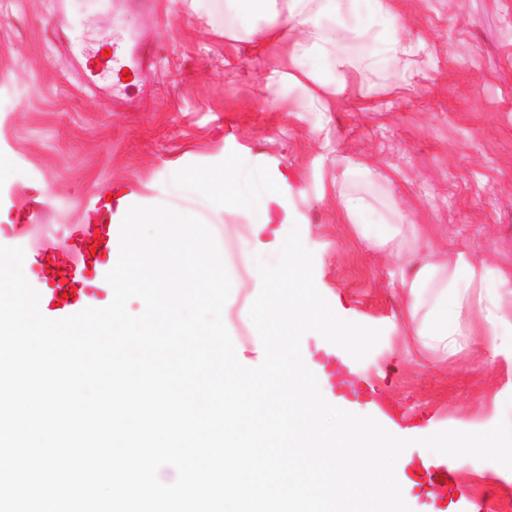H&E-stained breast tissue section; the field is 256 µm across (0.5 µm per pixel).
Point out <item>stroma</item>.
I'll list each match as a JSON object with an SVG mask.
<instances>
[{
    "instance_id": "obj_1",
    "label": "stroma",
    "mask_w": 512,
    "mask_h": 512,
    "mask_svg": "<svg viewBox=\"0 0 512 512\" xmlns=\"http://www.w3.org/2000/svg\"><path fill=\"white\" fill-rule=\"evenodd\" d=\"M415 63L411 86L396 69L339 97L333 111H302L304 88L265 86L253 59L268 63L283 45L263 29L240 42L215 32L191 0L147 13L140 0H0V155L11 178L0 188V230L25 225L34 239L66 242L92 221L90 202L109 191L139 206L168 198L173 174L213 165L230 153L284 175L314 280L334 312L381 329L378 345L352 375L390 405L427 418L433 431L477 428L512 405L492 396L512 380L487 366L484 339L457 355L432 357L407 331L394 281L403 265L367 250L336 211L331 178L339 162L365 161L381 173L367 186L396 198L435 244L453 242L477 258L512 266V0H401ZM90 45L153 39L156 64L107 106L83 83L67 49L74 19ZM217 241L231 279L223 322L240 354L256 359L260 338L243 307L255 291L253 229L239 214L192 203ZM470 498L512 512V470L485 462L456 471Z\"/></svg>"
}]
</instances>
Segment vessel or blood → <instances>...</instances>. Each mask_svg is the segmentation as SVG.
<instances>
[{"label":"vessel or blood","mask_w":512,"mask_h":512,"mask_svg":"<svg viewBox=\"0 0 512 512\" xmlns=\"http://www.w3.org/2000/svg\"><path fill=\"white\" fill-rule=\"evenodd\" d=\"M69 49L79 57L86 83L110 100L122 93L117 75L127 67L140 72L150 69L155 55L153 45L146 41L138 42L133 55L124 46L116 45L104 57L89 52L78 40L71 41ZM92 212L96 223L79 225L72 232L65 252L60 254L53 252L49 241L33 248L22 234L0 236V245L23 248L24 276L39 293V308L47 318L68 317L88 307L102 308L113 299L114 292L106 284V275L118 261L120 227L113 224L111 210L96 205ZM321 379L329 401L359 404L380 424L399 430L410 428L411 418L386 405L376 390L349 381L343 369L324 372ZM404 477L421 486L443 489L454 502L465 497L454 482L453 465L445 460L432 462L418 458Z\"/></svg>","instance_id":"1"}]
</instances>
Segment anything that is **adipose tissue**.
Returning a JSON list of instances; mask_svg holds the SVG:
<instances>
[{
    "instance_id": "1",
    "label": "adipose tissue",
    "mask_w": 512,
    "mask_h": 512,
    "mask_svg": "<svg viewBox=\"0 0 512 512\" xmlns=\"http://www.w3.org/2000/svg\"><path fill=\"white\" fill-rule=\"evenodd\" d=\"M214 27L239 40L257 20L267 22L270 39L284 42L285 58L270 67L267 84L296 85L307 91V107L331 111L337 95L355 91L368 76L389 66L408 67L411 47L399 0H198ZM367 40L358 53L342 45L346 36ZM330 59L331 75L320 62ZM376 168L347 160L332 179L336 208L369 249L385 251L410 268L397 282L406 295L409 329L418 343L442 357L456 355L466 337H485L488 364L512 367V312L505 311L497 283L512 279L506 269L476 260L456 247L434 249L426 230L409 223L398 202L379 209L361 191Z\"/></svg>"
}]
</instances>
